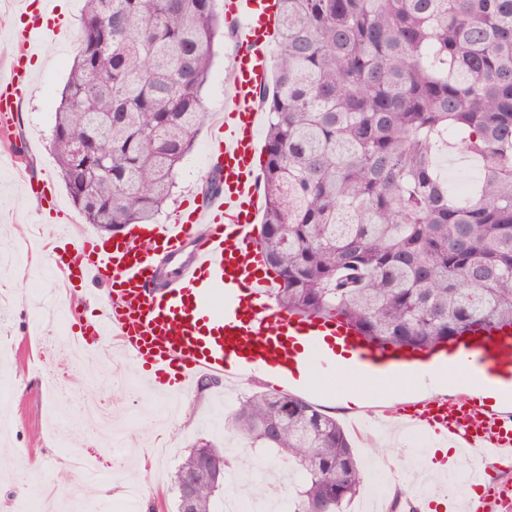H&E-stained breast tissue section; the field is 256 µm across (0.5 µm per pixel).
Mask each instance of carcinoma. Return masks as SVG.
Returning a JSON list of instances; mask_svg holds the SVG:
<instances>
[{"mask_svg": "<svg viewBox=\"0 0 512 512\" xmlns=\"http://www.w3.org/2000/svg\"><path fill=\"white\" fill-rule=\"evenodd\" d=\"M52 148L85 223L151 224L205 119L214 0H83ZM259 245L289 314L381 349L512 327V0H277ZM481 162L465 200L439 158ZM91 181L92 191H82ZM225 423L300 475L290 512H344L363 473L336 419L275 390ZM231 464L194 446L178 509L214 512Z\"/></svg>", "mask_w": 512, "mask_h": 512, "instance_id": "carcinoma-1", "label": "carcinoma"}]
</instances>
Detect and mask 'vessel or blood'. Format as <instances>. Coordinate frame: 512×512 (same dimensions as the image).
<instances>
[{
	"label": "vessel or blood",
	"instance_id": "1",
	"mask_svg": "<svg viewBox=\"0 0 512 512\" xmlns=\"http://www.w3.org/2000/svg\"><path fill=\"white\" fill-rule=\"evenodd\" d=\"M275 0H224V22L234 32L224 110L212 123L210 159L222 189L205 201L186 205L170 223L149 227L151 249L136 238L114 241L61 233L57 265L70 285L110 280L112 288L93 318L72 337L83 346L114 340L135 366L144 386L157 397L185 391L196 374L239 377L242 368L264 373L272 357L249 355L227 346L230 338L264 339L270 324L285 336L302 337V358L324 377L335 378L336 362L326 352L328 336H348L345 325L321 317L291 315L272 308V280L259 273L253 241L260 186L254 168L259 151L260 94L270 74L276 37ZM24 21L11 39L10 63L0 75V127L12 126L32 79L27 60L48 39L66 36L53 0H23ZM178 259L173 282L159 281V258ZM248 308H241L242 296ZM352 369L370 373L377 351L349 344ZM462 376H474L466 394L418 397L398 414L408 426L449 441L472 457L477 482L486 488L479 503L449 499L448 512H500L512 503V487L489 468L512 461V409L491 408L480 382L492 377L482 347L462 341L452 350Z\"/></svg>",
	"mask_w": 512,
	"mask_h": 512
}]
</instances>
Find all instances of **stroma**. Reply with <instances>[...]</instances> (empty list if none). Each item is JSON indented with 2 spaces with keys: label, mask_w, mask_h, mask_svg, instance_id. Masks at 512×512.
<instances>
[{
  "label": "stroma",
  "mask_w": 512,
  "mask_h": 512,
  "mask_svg": "<svg viewBox=\"0 0 512 512\" xmlns=\"http://www.w3.org/2000/svg\"><path fill=\"white\" fill-rule=\"evenodd\" d=\"M66 21L68 39L40 44L32 90L10 132L0 136V151L15 148L24 159L19 169L0 164V276L7 278L0 284V309L5 312L0 333L8 336L12 348L11 358L0 361V448L9 451L8 458L0 459V512H27L26 491L35 484L42 487L54 512H176L171 476L197 442H213L236 466L262 468L266 453L225 429L224 414L239 397L260 387L273 388L274 382L252 377L228 383L220 378L206 391L158 400L134 385L135 372L123 358H113L111 371H96L92 353L75 351L67 337L80 320L93 316L98 300L106 296L109 287L101 281L85 290L79 316L34 339L31 324L43 313L45 301L54 299L58 310L69 312L71 299L52 292V257L36 262L30 249L18 248L22 227L41 224L43 238L50 239L72 220L82 234H98L96 227L82 222L51 147L54 111L76 53L79 13H68ZM210 138V128L202 127L157 223H168L186 201L204 195ZM30 180L47 181L61 213L59 223L42 222L39 203L25 192ZM60 365L69 366L73 381L55 392L48 388L45 376ZM90 377L96 392L112 401L111 429H96L81 413L84 384ZM351 385L364 391L365 405L346 408L334 403L337 389ZM399 386L396 379H354L343 374L333 381L314 378L295 391L336 417L362 469L390 461L403 468L407 478L404 483L389 484L384 495L389 502L398 496L413 499L419 468L412 457L433 452L429 446L413 451L405 428L376 421L382 410L402 407V400L394 396ZM116 432L124 433L129 442L127 453L119 456L112 446ZM76 451L96 460L95 479H85L70 467L69 457ZM134 483L140 484L141 496L131 503L126 489Z\"/></svg>",
  "instance_id": "obj_1"
}]
</instances>
